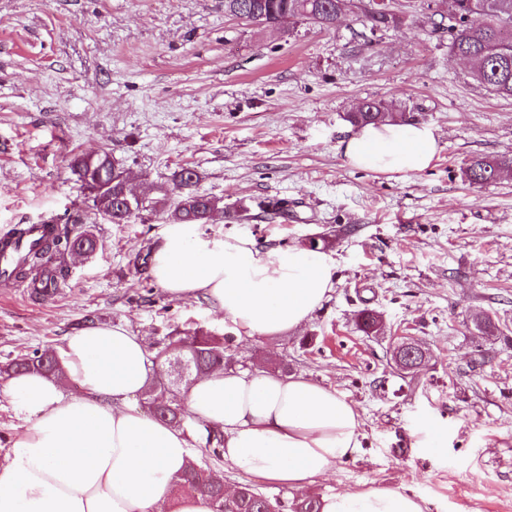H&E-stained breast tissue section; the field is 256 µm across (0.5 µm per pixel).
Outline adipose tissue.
I'll return each mask as SVG.
<instances>
[{"mask_svg": "<svg viewBox=\"0 0 512 512\" xmlns=\"http://www.w3.org/2000/svg\"><path fill=\"white\" fill-rule=\"evenodd\" d=\"M351 166L419 173L441 150L432 127L387 123L342 140ZM332 254L303 244H259L246 233L214 235L168 224L150 275L169 298L204 300L238 336L301 330L334 287ZM61 373L14 374L5 398L26 429L0 456V512H216L207 494L178 491L191 465L189 435L131 401L157 370L143 339L121 323L83 328L56 353ZM77 384L81 395L66 391ZM186 411L224 434L226 463L305 492L356 455L363 433L356 405L301 375L218 369L184 391ZM320 512H426L392 489L336 491Z\"/></svg>", "mask_w": 512, "mask_h": 512, "instance_id": "obj_1", "label": "adipose tissue"}]
</instances>
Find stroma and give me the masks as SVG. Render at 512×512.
Wrapping results in <instances>:
<instances>
[{
    "mask_svg": "<svg viewBox=\"0 0 512 512\" xmlns=\"http://www.w3.org/2000/svg\"><path fill=\"white\" fill-rule=\"evenodd\" d=\"M404 25L377 34L353 16L323 29L240 22L224 0H0V231L80 217L100 245L67 257L48 297L0 281V365L61 346L93 323H123L151 344L174 330L231 329L202 301L170 299L149 274L166 218H102L69 167L108 153L135 190L196 169L201 193L243 218L207 225L288 247L320 241L336 286L307 325L234 339L235 370L300 374L353 401L361 452L311 495L390 488L427 512H512V176L472 185L475 157L512 156V99L455 60L429 0H392ZM374 99L430 125L442 149L416 174L351 167L340 142ZM287 201L284 212L267 201ZM379 316L360 330L361 310ZM428 353L398 371L392 340ZM447 453L428 454L426 424ZM195 462L226 484L288 487L225 465L193 418Z\"/></svg>",
    "mask_w": 512,
    "mask_h": 512,
    "instance_id": "obj_1",
    "label": "stroma"
}]
</instances>
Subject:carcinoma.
I'll return each instance as SVG.
<instances>
[{"mask_svg":"<svg viewBox=\"0 0 512 512\" xmlns=\"http://www.w3.org/2000/svg\"><path fill=\"white\" fill-rule=\"evenodd\" d=\"M250 3L260 16H275L286 13L297 16L300 21L330 28L336 25L340 13L338 0H224V13L229 14L235 5ZM441 19H450L460 11L471 14V20L457 30H448V48L451 54L466 57L475 66V75L496 95L512 98V34L503 37L500 30L502 19L499 15L512 18V0H439ZM362 22L370 30L385 31L399 27L406 17L395 11L362 13ZM393 117L388 106L378 100H366L349 115L351 123L357 126L379 125ZM70 167L78 181L93 194V205L105 219L114 224H126L135 214L122 209V171L112 174L114 162L106 154L76 157ZM512 170V157H476L464 169L466 180L474 185L497 181L505 172ZM200 174L191 167H183L171 177L172 188L165 190L163 197L155 198L150 193L156 190L151 184L143 192L146 206L166 213L170 223L212 224L214 212L219 210L218 200L197 190ZM99 245L98 238L89 231L73 232L69 225H59L56 233L47 239L45 245L31 253L28 260L13 267L9 275L24 279L43 263L54 258L73 255L76 250L90 255ZM69 270L60 265L43 282V288L56 289L67 283ZM229 336H214L208 331L196 329L192 332L173 331L158 343L153 359L160 365L183 362L193 368L194 377L221 367L225 363L226 344ZM58 362L51 354L26 356L6 364L0 371L9 375L15 372L36 370L47 375H56ZM147 404L157 418L174 426H183L186 418L179 388L154 383L147 393ZM183 492H203L217 504V512H282L285 504L271 499L246 482L241 483L231 494L224 493V485L209 478V472L193 464L176 481ZM291 512H320V501L316 496H302L290 504Z\"/></svg>","mask_w":512,"mask_h":512,"instance_id":"cac0c4a2","label":"carcinoma"}]
</instances>
